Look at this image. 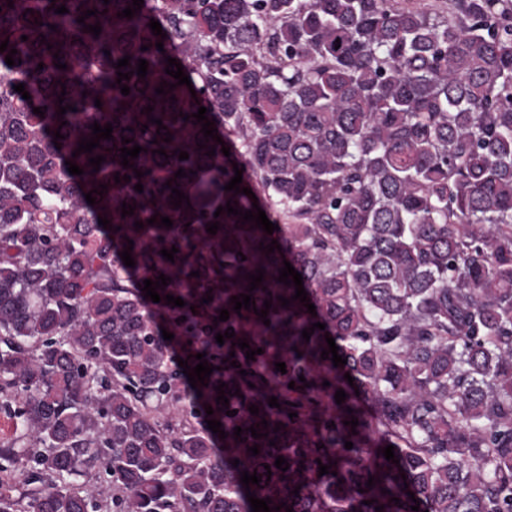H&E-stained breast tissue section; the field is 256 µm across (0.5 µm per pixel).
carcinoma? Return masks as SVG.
Segmentation results:
<instances>
[{"mask_svg": "<svg viewBox=\"0 0 512 512\" xmlns=\"http://www.w3.org/2000/svg\"><path fill=\"white\" fill-rule=\"evenodd\" d=\"M132 2L0 0V42L17 50L13 66L0 52V411L13 428L0 441V512H252L248 491L280 512H412L409 491L419 512H512V0H448L444 13L414 0H154L117 16ZM96 23L100 35L85 31ZM169 57L191 86L165 72ZM119 71L134 75L119 82ZM163 81L176 88L157 94ZM61 104L74 110L59 116ZM201 106L224 144L204 138ZM95 122L113 139L72 156ZM136 144L125 169L120 148ZM235 163L273 234L214 217L229 200L252 209L224 190ZM174 187L189 196L178 209ZM124 202L134 214L121 216ZM155 215L173 227L147 224ZM130 240L133 268L120 256ZM273 240L281 250L259 249ZM173 247L171 263L159 251ZM286 261L317 315L281 306L295 295L276 281ZM260 268L251 300H272L268 326L230 301ZM161 274L171 281L154 303L143 281ZM222 309L229 319L214 322ZM317 322L325 329L303 339ZM327 335L347 364L321 358ZM240 339L263 353L246 361ZM198 353L217 369L194 389L176 358L194 367ZM321 463L337 475H319ZM96 467L105 486L76 483ZM243 471L261 482L242 484Z\"/></svg>", "mask_w": 512, "mask_h": 512, "instance_id": "1", "label": "carcinoma"}]
</instances>
